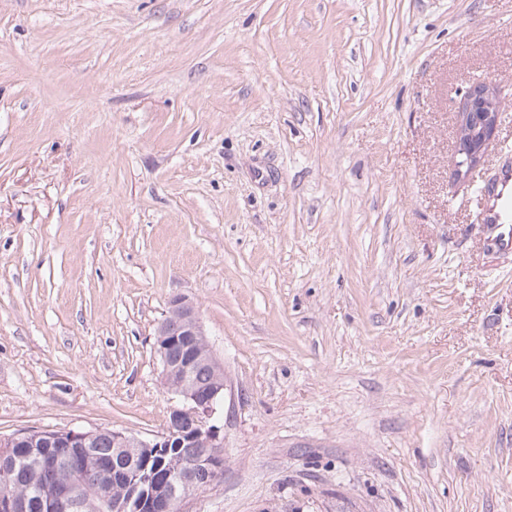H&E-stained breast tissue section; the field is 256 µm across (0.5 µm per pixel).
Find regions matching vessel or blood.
Segmentation results:
<instances>
[{
    "label": "vessel or blood",
    "mask_w": 512,
    "mask_h": 512,
    "mask_svg": "<svg viewBox=\"0 0 512 512\" xmlns=\"http://www.w3.org/2000/svg\"><path fill=\"white\" fill-rule=\"evenodd\" d=\"M480 219L490 243L512 250V164L503 165L490 180L477 187Z\"/></svg>",
    "instance_id": "obj_1"
}]
</instances>
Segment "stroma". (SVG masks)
<instances>
[{
    "label": "stroma",
    "instance_id": "35a3bbf8",
    "mask_svg": "<svg viewBox=\"0 0 512 512\" xmlns=\"http://www.w3.org/2000/svg\"><path fill=\"white\" fill-rule=\"evenodd\" d=\"M512 0H0V436L151 438L189 297L224 475L184 512H512V253L454 102Z\"/></svg>",
    "mask_w": 512,
    "mask_h": 512
}]
</instances>
